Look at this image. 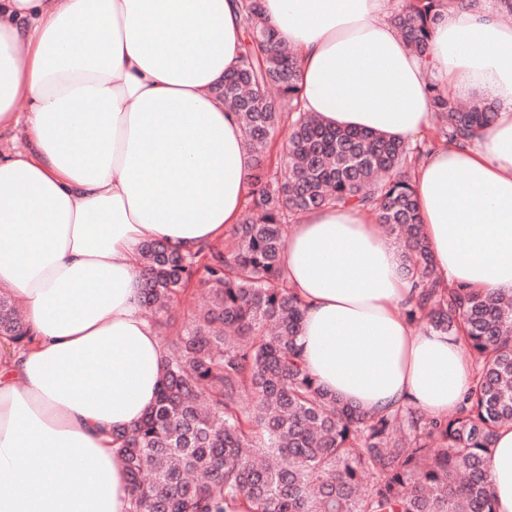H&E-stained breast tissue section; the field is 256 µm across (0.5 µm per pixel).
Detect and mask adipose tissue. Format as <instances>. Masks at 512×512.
<instances>
[{
  "mask_svg": "<svg viewBox=\"0 0 512 512\" xmlns=\"http://www.w3.org/2000/svg\"><path fill=\"white\" fill-rule=\"evenodd\" d=\"M260 2L299 60L301 110L330 125L415 141L433 124L428 72L496 102L477 139L424 158L414 188L440 279L512 294V21L446 0L423 59L389 21L405 0ZM243 38L236 0H0V132L26 134L0 152V288L24 298L31 335L0 348V512H127L111 433L154 403L164 353L142 247L193 252L239 220L251 157L216 90ZM282 267L321 388L369 414L458 407L472 357L403 320L402 254L369 209L305 212ZM488 475L496 512H512V425Z\"/></svg>",
  "mask_w": 512,
  "mask_h": 512,
  "instance_id": "adipose-tissue-1",
  "label": "adipose tissue"
}]
</instances>
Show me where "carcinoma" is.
<instances>
[{
  "mask_svg": "<svg viewBox=\"0 0 512 512\" xmlns=\"http://www.w3.org/2000/svg\"><path fill=\"white\" fill-rule=\"evenodd\" d=\"M238 8L245 51L219 94L254 158L281 128L288 137L272 175L250 176L233 241L190 254L144 246L143 305L155 327L168 326L169 306L193 283L208 304L166 343L155 403L112 434L128 512H225L239 499L251 512H494L488 455L497 429L512 425V295L451 288L436 276L404 170L409 144L297 111L293 52L263 19L260 0ZM442 8L443 0H408L392 19L420 57ZM431 90L446 148L476 137L495 115L491 103L462 106ZM334 205L370 207L401 240L415 291L408 319L465 342L475 377L455 415H365L307 371L297 346L304 307L281 266L285 220ZM2 339H27L6 292Z\"/></svg>",
  "mask_w": 512,
  "mask_h": 512,
  "instance_id": "cac0c4a2",
  "label": "carcinoma"
}]
</instances>
